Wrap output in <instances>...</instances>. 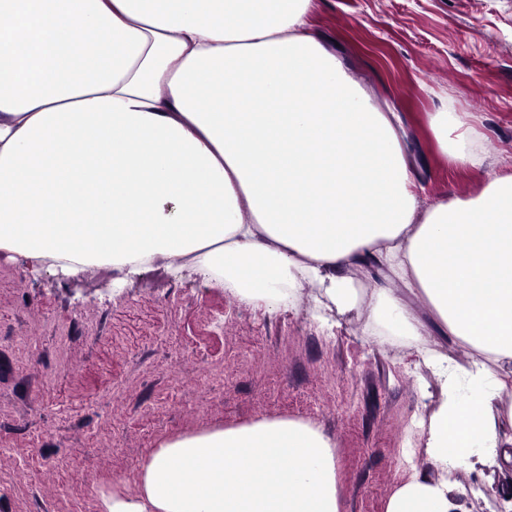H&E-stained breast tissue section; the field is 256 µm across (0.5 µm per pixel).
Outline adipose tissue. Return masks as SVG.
Masks as SVG:
<instances>
[{
	"label": "adipose tissue",
	"mask_w": 512,
	"mask_h": 512,
	"mask_svg": "<svg viewBox=\"0 0 512 512\" xmlns=\"http://www.w3.org/2000/svg\"><path fill=\"white\" fill-rule=\"evenodd\" d=\"M310 0H0V252L31 271L159 265L270 306L318 292L422 356L441 398L415 442L447 471L512 464V174L420 209L401 116L377 111L305 29ZM99 39L81 53L78 29ZM394 287L361 301L371 269ZM423 296L468 360L423 350L399 291ZM135 494L102 512H340L336 445L262 417L162 442ZM447 479L410 473L385 512H455Z\"/></svg>",
	"instance_id": "ef3b65f1"
}]
</instances>
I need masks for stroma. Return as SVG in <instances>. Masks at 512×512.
Segmentation results:
<instances>
[{"label": "stroma", "instance_id": "1", "mask_svg": "<svg viewBox=\"0 0 512 512\" xmlns=\"http://www.w3.org/2000/svg\"><path fill=\"white\" fill-rule=\"evenodd\" d=\"M310 34L409 134L422 205L473 196L486 177L456 167L436 113L512 174V0H310ZM303 295L273 309L193 270L30 272L0 253V512H101V492L135 489L163 440L257 417L312 422L336 442L343 512H385L400 479L401 421L441 397L425 363L366 335L359 315L312 318ZM57 459L46 467L43 456ZM468 464L458 512H493L512 469L483 493Z\"/></svg>", "mask_w": 512, "mask_h": 512}]
</instances>
